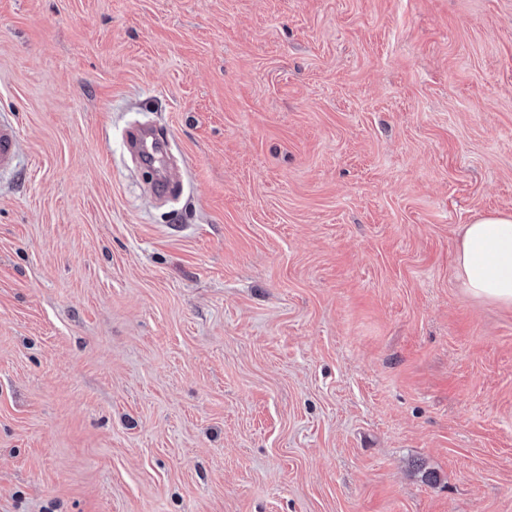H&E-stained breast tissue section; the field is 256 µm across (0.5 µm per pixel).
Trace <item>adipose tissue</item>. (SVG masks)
I'll list each match as a JSON object with an SVG mask.
<instances>
[{"label":"adipose tissue","mask_w":512,"mask_h":512,"mask_svg":"<svg viewBox=\"0 0 512 512\" xmlns=\"http://www.w3.org/2000/svg\"><path fill=\"white\" fill-rule=\"evenodd\" d=\"M462 285L476 299L512 306V212L477 216L457 251Z\"/></svg>","instance_id":"ef3b65f1"}]
</instances>
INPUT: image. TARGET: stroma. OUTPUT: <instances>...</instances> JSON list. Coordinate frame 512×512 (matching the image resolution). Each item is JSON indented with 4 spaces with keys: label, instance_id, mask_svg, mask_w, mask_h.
I'll return each mask as SVG.
<instances>
[{
    "label": "stroma",
    "instance_id": "stroma-1",
    "mask_svg": "<svg viewBox=\"0 0 512 512\" xmlns=\"http://www.w3.org/2000/svg\"><path fill=\"white\" fill-rule=\"evenodd\" d=\"M1 113L0 512H512V0H0ZM18 146L16 129L7 118L0 115V171L12 168ZM463 288L475 299L512 306V212L477 216L457 251Z\"/></svg>",
    "mask_w": 512,
    "mask_h": 512
}]
</instances>
